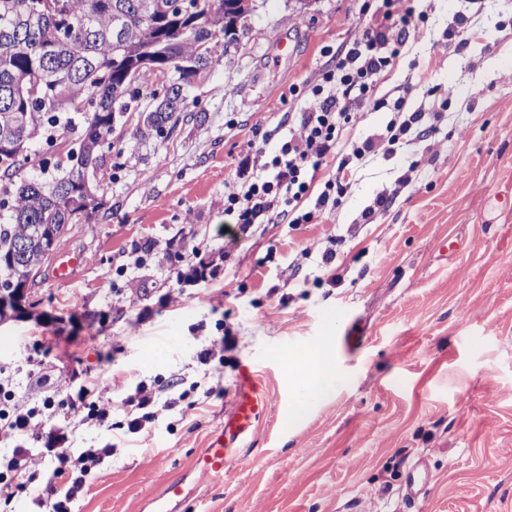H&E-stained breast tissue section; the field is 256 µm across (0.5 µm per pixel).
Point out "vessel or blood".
<instances>
[{
	"instance_id": "vessel-or-blood-1",
	"label": "vessel or blood",
	"mask_w": 512,
	"mask_h": 512,
	"mask_svg": "<svg viewBox=\"0 0 512 512\" xmlns=\"http://www.w3.org/2000/svg\"><path fill=\"white\" fill-rule=\"evenodd\" d=\"M270 405L269 394L250 365H241L237 372L235 396L224 422L213 434L208 448L195 460L196 469L214 481L223 480L241 460L244 442ZM430 486L427 456H418L404 471L400 486L402 501L412 507L420 506ZM186 502L181 482L169 483L154 501V512H182Z\"/></svg>"
}]
</instances>
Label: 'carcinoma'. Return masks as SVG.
<instances>
[{"mask_svg": "<svg viewBox=\"0 0 512 512\" xmlns=\"http://www.w3.org/2000/svg\"><path fill=\"white\" fill-rule=\"evenodd\" d=\"M0 0V268L36 281L75 224L102 201L85 183L112 153L118 115L158 80L140 111L144 132L167 140L187 111L186 87L208 67L249 0Z\"/></svg>", "mask_w": 512, "mask_h": 512, "instance_id": "cac0c4a2", "label": "carcinoma"}]
</instances>
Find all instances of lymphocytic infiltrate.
<instances>
[{
	"label": "lymphocytic infiltrate",
	"mask_w": 512,
	"mask_h": 512,
	"mask_svg": "<svg viewBox=\"0 0 512 512\" xmlns=\"http://www.w3.org/2000/svg\"><path fill=\"white\" fill-rule=\"evenodd\" d=\"M422 21V14L406 0H382L361 36L338 52L334 68L326 71L321 83L313 88L314 102L302 112L298 132L291 134L265 163L270 176L254 180L248 177L249 170L260 162L259 152L249 151L240 157L237 172L243 177L241 190L225 196L224 209L236 214L241 232L278 219L310 224L340 205L349 188L352 163L363 160L377 143L367 138L342 146L343 131L357 121L344 101L353 95L371 101L377 76L396 58L395 53L385 50L388 29L395 26L406 34L418 30ZM331 156L339 160L335 178L325 182L313 210L297 212V202L309 192L318 170Z\"/></svg>",
	"instance_id": "1"
}]
</instances>
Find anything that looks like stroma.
Listing matches in <instances>:
<instances>
[{
  "label": "stroma",
  "instance_id": "obj_1",
  "mask_svg": "<svg viewBox=\"0 0 512 512\" xmlns=\"http://www.w3.org/2000/svg\"><path fill=\"white\" fill-rule=\"evenodd\" d=\"M409 2L424 22L378 75L379 106L347 99L359 117L342 138L398 112L422 122L359 162L318 223L239 238L224 197L240 189L247 148L272 154L296 130L332 50L380 0H252L171 138L142 136L150 97L119 118L98 216L62 239L28 313L0 325V387L41 427L35 437L0 417V459L28 451L12 512H46L55 448L102 451L72 512H150L172 480L186 512H351L357 498L395 512L403 465L420 453L428 512H512V0ZM382 193L388 205L363 218ZM187 250L212 276L178 279ZM64 257L77 263L63 283ZM324 338L344 382L289 423L285 357ZM246 362L270 408L241 465L214 483L194 461ZM142 387L156 418L131 431L122 403ZM93 402L109 404L108 426L88 420Z\"/></svg>",
  "mask_w": 512,
  "mask_h": 512
}]
</instances>
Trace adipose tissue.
<instances>
[{"instance_id": "ef3b65f1", "label": "adipose tissue", "mask_w": 512, "mask_h": 512, "mask_svg": "<svg viewBox=\"0 0 512 512\" xmlns=\"http://www.w3.org/2000/svg\"><path fill=\"white\" fill-rule=\"evenodd\" d=\"M288 369L298 387L291 412V420L307 415L310 408L334 393L341 382L336 359L328 343H316L311 350L288 358Z\"/></svg>"}]
</instances>
